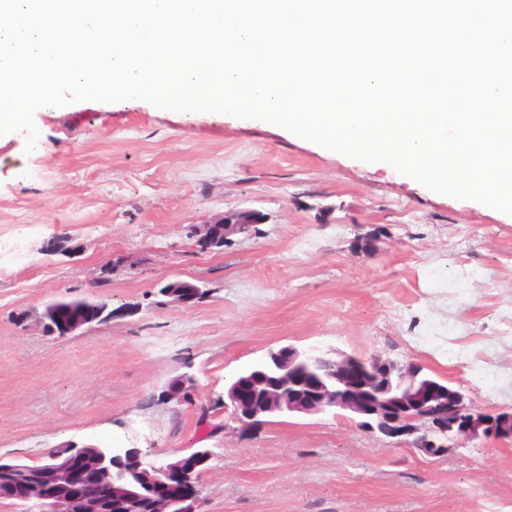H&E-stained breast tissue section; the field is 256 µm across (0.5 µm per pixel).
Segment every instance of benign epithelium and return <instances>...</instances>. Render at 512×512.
Listing matches in <instances>:
<instances>
[{
    "mask_svg": "<svg viewBox=\"0 0 512 512\" xmlns=\"http://www.w3.org/2000/svg\"><path fill=\"white\" fill-rule=\"evenodd\" d=\"M265 220L258 210H229L193 226L191 236L203 250L221 248L234 236L255 235ZM160 294L189 307L203 290L194 282L175 280ZM43 319L47 329L60 335L95 323L82 308L71 310L60 325L53 309H45ZM438 390L432 376L413 361L343 353L328 357L282 346L238 372L224 389L223 408L243 425L270 416L348 411L358 426L397 438L429 457L447 455L455 441L512 439L511 411L476 410L456 389L437 402ZM195 392V379L186 375L170 382L164 395L182 404L193 400ZM210 459L207 448L166 459L121 444L102 448L69 443L54 450L56 463L46 470L0 461V499L23 512H118L98 488L132 474L142 489L137 512H199L200 477Z\"/></svg>",
    "mask_w": 512,
    "mask_h": 512,
    "instance_id": "1",
    "label": "benign epithelium"
}]
</instances>
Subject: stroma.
I'll use <instances>...</instances> for the list:
<instances>
[{
  "label": "stroma",
  "instance_id": "stroma-1",
  "mask_svg": "<svg viewBox=\"0 0 512 512\" xmlns=\"http://www.w3.org/2000/svg\"><path fill=\"white\" fill-rule=\"evenodd\" d=\"M34 123L39 152L0 136V237L21 240L0 258L1 458L201 441L200 512H512V440L433 458L341 412L246 428L219 406L242 367L292 345L411 360L477 410H512L494 393L512 384V215L222 113L84 101ZM232 209L266 214L259 234L199 250L191 226ZM173 280L205 294L171 304ZM61 297L114 315L49 333ZM184 373L194 402L161 401Z\"/></svg>",
  "mask_w": 512,
  "mask_h": 512
}]
</instances>
